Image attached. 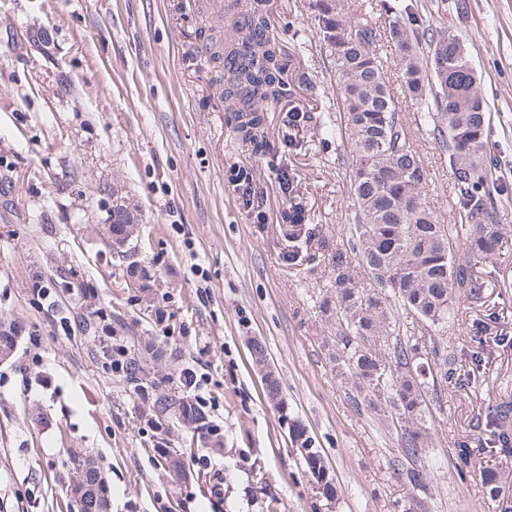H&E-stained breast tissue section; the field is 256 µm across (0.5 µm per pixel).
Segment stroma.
Here are the masks:
<instances>
[{"label":"stroma","instance_id":"35a3bbf8","mask_svg":"<svg viewBox=\"0 0 512 512\" xmlns=\"http://www.w3.org/2000/svg\"><path fill=\"white\" fill-rule=\"evenodd\" d=\"M406 2L470 48L508 187L499 220L512 225V0ZM266 10L290 93L268 108L258 151L233 133L220 72L198 52L205 23L194 0H0V320L22 326L0 364V512H78L67 490L77 456L100 468L111 512H499L479 467L458 477L455 442L512 401V241L482 300L463 304L446 333L449 351L464 356L472 321L493 317L483 379L426 397L431 476L411 489L389 413L351 404L330 357L336 331L318 309L347 224L350 145L288 124L292 112L339 113L312 0H266ZM412 135L429 196L454 223L448 159L425 131ZM239 166L253 171L263 224L228 180ZM116 199L137 226L144 290L106 245ZM293 202L320 231L297 270L282 258ZM37 283L50 301L36 299ZM97 311L140 360L152 398L106 367ZM257 340L284 406L266 396ZM192 365L208 377L206 414L223 439L184 448L176 477L154 449L152 399L181 395ZM291 418L324 453L337 499L305 473ZM204 455L224 472L223 497L197 465Z\"/></svg>","mask_w":512,"mask_h":512}]
</instances>
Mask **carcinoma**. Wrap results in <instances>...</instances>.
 I'll use <instances>...</instances> for the list:
<instances>
[{"label": "carcinoma", "mask_w": 512, "mask_h": 512, "mask_svg": "<svg viewBox=\"0 0 512 512\" xmlns=\"http://www.w3.org/2000/svg\"><path fill=\"white\" fill-rule=\"evenodd\" d=\"M316 35L329 52L336 77V104L343 121L319 118L320 139H347L351 147L349 224L345 241L331 255L334 282L319 309L336 324V373L356 407L378 408L387 402L400 429L406 459L419 460L431 440L426 424V396L435 378L455 383V355L438 333L458 314L460 300L472 302L488 287L491 272L512 235L511 224L498 219L501 193L497 159L489 146L487 106L480 93L467 45L456 34L407 14L401 0H384L389 38L400 54L401 84L417 106L418 122L448 156L454 205L459 221H441L431 205L430 172L398 106L379 54L380 29L365 17L359 0H313ZM224 18L229 46L213 55L231 66L224 78V98L232 101L233 130L246 143L264 149L267 117L263 106L282 97L283 64L268 33L265 0H230ZM132 218L123 203L112 205V234L119 235ZM320 235L303 223L302 211H288V268L303 264V245ZM404 310L435 334L402 336L397 314ZM137 359L125 362L124 374L143 392ZM154 408L172 414L188 427L205 419L194 405L171 395L159 396ZM293 438L305 472L320 493L335 495L327 459L300 424ZM477 440L498 457H512V403L503 401L484 416ZM472 438L457 440L462 467L472 463ZM72 483H84L87 502L108 497L98 466L79 472ZM488 494L501 512H512L500 475H484Z\"/></svg>", "instance_id": "cac0c4a2"}]
</instances>
